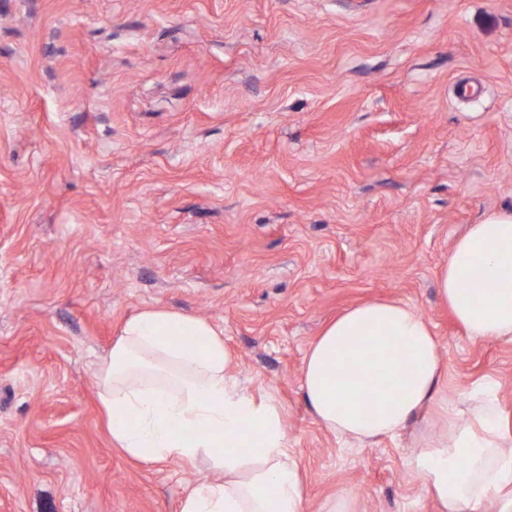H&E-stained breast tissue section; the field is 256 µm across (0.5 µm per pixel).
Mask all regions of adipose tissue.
<instances>
[{
	"instance_id": "adipose-tissue-1",
	"label": "adipose tissue",
	"mask_w": 512,
	"mask_h": 512,
	"mask_svg": "<svg viewBox=\"0 0 512 512\" xmlns=\"http://www.w3.org/2000/svg\"><path fill=\"white\" fill-rule=\"evenodd\" d=\"M482 280L480 296L467 289ZM438 291L471 341L512 340V211L494 212L458 238ZM223 330L166 309L130 317L99 368L113 447L144 463L203 459L180 512H304L306 490L284 414L255 400L232 372ZM302 387L319 425L361 446L400 435L431 415L441 426L413 444L410 464L442 512H512V434L495 397L478 389L467 409L448 395L440 342L400 301H370L331 322L311 344Z\"/></svg>"
}]
</instances>
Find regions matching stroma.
Segmentation results:
<instances>
[{
	"label": "stroma",
	"instance_id": "35a3bbf8",
	"mask_svg": "<svg viewBox=\"0 0 512 512\" xmlns=\"http://www.w3.org/2000/svg\"><path fill=\"white\" fill-rule=\"evenodd\" d=\"M512 210V0H0V512H178L208 462L113 448L98 365L145 308L222 328L281 406L305 512H438L413 433L319 426L301 366L347 309L432 323L448 394L512 340L467 339L437 287Z\"/></svg>",
	"mask_w": 512,
	"mask_h": 512
}]
</instances>
